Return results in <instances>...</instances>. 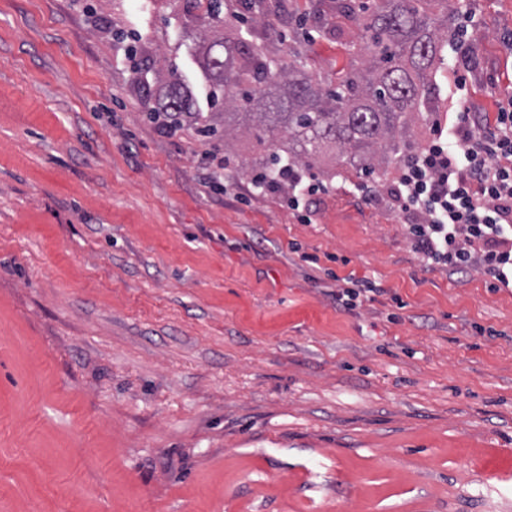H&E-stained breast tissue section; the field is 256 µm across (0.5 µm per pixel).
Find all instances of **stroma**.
Here are the masks:
<instances>
[{"label":"stroma","mask_w":512,"mask_h":512,"mask_svg":"<svg viewBox=\"0 0 512 512\" xmlns=\"http://www.w3.org/2000/svg\"><path fill=\"white\" fill-rule=\"evenodd\" d=\"M187 0H0V512H512V288L429 266L373 173L334 148L300 222L250 172L272 141L149 122L200 37L335 77L362 42L331 0H261L199 32ZM431 74L439 113L512 93V0H472ZM139 36L128 60L116 32ZM469 70L464 97L457 71ZM378 293L338 304L341 278Z\"/></svg>","instance_id":"35a3bbf8"}]
</instances>
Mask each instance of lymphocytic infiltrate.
Masks as SVG:
<instances>
[{
	"label": "lymphocytic infiltrate",
	"mask_w": 512,
	"mask_h": 512,
	"mask_svg": "<svg viewBox=\"0 0 512 512\" xmlns=\"http://www.w3.org/2000/svg\"><path fill=\"white\" fill-rule=\"evenodd\" d=\"M281 185L301 213L325 188L294 166L260 188ZM396 198L416 218L409 234L423 262L452 272L477 264L492 288L512 286V98L490 124L465 106L449 122L434 121L427 143L401 166Z\"/></svg>",
	"instance_id": "f902f5d3"
}]
</instances>
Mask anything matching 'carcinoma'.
<instances>
[{"label":"carcinoma","mask_w":512,"mask_h":512,"mask_svg":"<svg viewBox=\"0 0 512 512\" xmlns=\"http://www.w3.org/2000/svg\"><path fill=\"white\" fill-rule=\"evenodd\" d=\"M202 1V25L224 22V0H197ZM454 14L448 0H370L357 5L366 31L358 53L362 68L342 74L334 88L309 75L296 79L301 67L297 51L274 72L254 44L231 48L214 41L203 47L200 59L211 81L209 100L245 109L264 97L276 78L288 92L274 101L273 122L288 129L297 149L283 156L270 153L264 159L266 174H276L288 162L308 166L329 143L349 159L363 161L360 170L371 174L375 158L385 147H395V133L414 113L432 114L434 88L428 76L442 61L443 35H453ZM159 82L163 95L149 107L148 118L163 117L177 130L193 102L178 71Z\"/></svg>","instance_id":"carcinoma-1"}]
</instances>
